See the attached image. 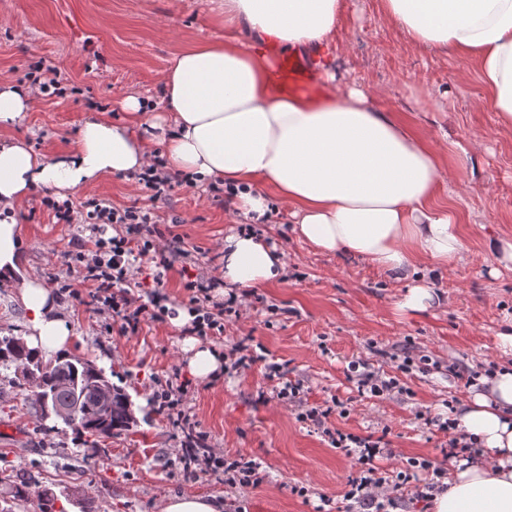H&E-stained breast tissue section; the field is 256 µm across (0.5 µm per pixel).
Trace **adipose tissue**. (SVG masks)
Returning a JSON list of instances; mask_svg holds the SVG:
<instances>
[{
  "label": "adipose tissue",
  "mask_w": 512,
  "mask_h": 512,
  "mask_svg": "<svg viewBox=\"0 0 512 512\" xmlns=\"http://www.w3.org/2000/svg\"><path fill=\"white\" fill-rule=\"evenodd\" d=\"M224 37L190 44L163 79L168 108L126 97L123 122L95 114L73 148L36 153L11 136L38 101L30 85L0 78V288L13 289L26 314L25 340L45 355L73 342L61 306L25 267L18 214L31 192L59 198L108 175L165 170L197 183L234 187L242 214L264 217L269 194L288 202L292 233L317 251L366 260L404 283L400 312L440 299L416 275L421 262L448 267L465 245L452 209L438 201L443 166L426 140L382 110L364 89L340 87L330 62L343 0H210ZM388 22L416 49L472 63L501 127L512 130V0H384ZM310 52L319 97L285 92L266 46ZM285 261L250 230L224 238V283L241 293L278 285ZM454 412L458 430L487 448L459 461L431 512H512V366L479 375Z\"/></svg>",
  "instance_id": "ef3b65f1"
}]
</instances>
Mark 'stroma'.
I'll return each mask as SVG.
<instances>
[{"label":"stroma","mask_w":512,"mask_h":512,"mask_svg":"<svg viewBox=\"0 0 512 512\" xmlns=\"http://www.w3.org/2000/svg\"><path fill=\"white\" fill-rule=\"evenodd\" d=\"M223 29L208 19L207 0H0V75L20 80L36 62L58 68L77 94L41 98L14 128L39 153L67 150L94 112L117 119L121 98L134 94L163 110L161 79L187 44L220 40ZM335 37L344 46L333 63L337 76L368 90L376 104L399 114L430 147L447 157L450 143L482 144V176L449 164V187L438 200L458 219L467 255L448 272L431 271L440 306L399 314V292L368 263L322 254L290 233L288 204L274 200L260 230L285 255L286 275L272 288L250 290L224 317L223 335L190 338L176 322L188 310L184 284L222 280L224 237L240 214L214 201L207 187H181L150 202L136 180L108 176L72 193L74 202L96 198L113 206L153 205L160 223L178 215L172 231L190 256L175 263L163 286L171 316L154 320L149 309L155 263L132 255L138 283L130 295L144 313L133 331L87 302L92 289L71 255L90 232L82 224H58L34 190L18 216L28 270L63 306L75 339L70 354L93 362L132 403L135 425L86 443L55 417H42L31 387L0 371V471L23 475L27 498L15 512H40L43 493L65 512H158L172 494L213 495L242 512H344L343 495L358 464L330 446L323 430L299 421V407L282 399L286 382L300 384L303 404L330 409L326 427L383 438L390 452L374 464L387 479L404 471L408 458H427L451 471L448 433L440 420L448 402H465L464 377L498 363L496 336L512 321V271L491 274L476 261L488 237L512 239V130L500 129L469 60L432 57L412 49L403 33L382 17V0H345ZM245 342L243 365L201 381L188 370L189 345L219 352ZM409 354L414 366L398 371L395 358ZM399 380L400 392L359 393L351 362ZM187 384L188 422L156 409L154 392L166 382ZM302 404V405H303ZM203 433L224 459L259 464L258 484L229 488L223 472L188 471L181 444L188 432Z\"/></svg>","instance_id":"35a3bbf8"}]
</instances>
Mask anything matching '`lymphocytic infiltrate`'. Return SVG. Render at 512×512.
Masks as SVG:
<instances>
[{
	"label": "lymphocytic infiltrate",
	"mask_w": 512,
	"mask_h": 512,
	"mask_svg": "<svg viewBox=\"0 0 512 512\" xmlns=\"http://www.w3.org/2000/svg\"><path fill=\"white\" fill-rule=\"evenodd\" d=\"M43 203L57 223L89 225L94 250L89 254L77 252L76 258L82 265L84 279L94 286L90 294L91 302L103 305L120 317L122 328L135 327L143 309L133 306L127 291L123 289L129 281L128 257L132 252L127 235L131 232L139 235L141 254L152 251L154 239L160 234L153 208L133 205L120 209L103 199H93L77 206L71 200L59 202L48 196L44 197ZM110 224L122 227V234L107 236L106 227ZM187 289L191 293L192 318L184 326V334L204 337L208 332L223 330L224 300L214 295L212 285L191 283ZM327 437L333 448L347 452L355 446L360 450V461L364 469L359 476L350 480L347 499L366 507L367 512H388L389 507L395 503L389 493L390 484L385 477L377 476L372 465L375 456L381 452L379 441L338 429L328 431ZM182 452L187 455L190 464L211 471L223 467L224 482L228 486L254 485L259 481L258 464L238 461L221 465L219 457L205 451L204 440L199 435H189Z\"/></svg>",
	"instance_id": "1"
}]
</instances>
